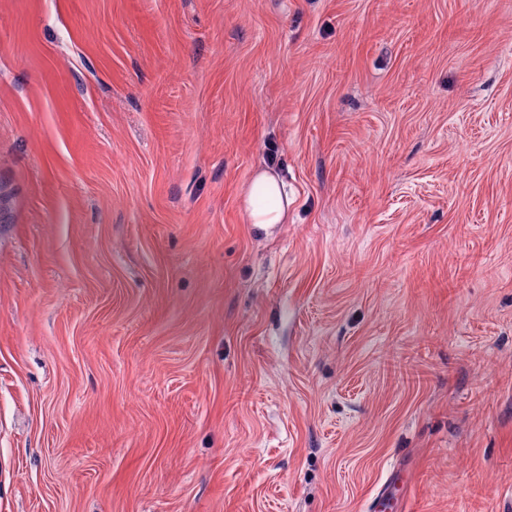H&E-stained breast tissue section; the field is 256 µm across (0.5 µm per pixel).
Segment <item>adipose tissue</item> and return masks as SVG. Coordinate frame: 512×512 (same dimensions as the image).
<instances>
[{
    "instance_id": "adipose-tissue-1",
    "label": "adipose tissue",
    "mask_w": 512,
    "mask_h": 512,
    "mask_svg": "<svg viewBox=\"0 0 512 512\" xmlns=\"http://www.w3.org/2000/svg\"><path fill=\"white\" fill-rule=\"evenodd\" d=\"M243 210L248 223L272 227L286 223L288 196L277 171L260 168L243 191Z\"/></svg>"
}]
</instances>
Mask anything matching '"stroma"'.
<instances>
[{
	"label": "stroma",
	"mask_w": 512,
	"mask_h": 512,
	"mask_svg": "<svg viewBox=\"0 0 512 512\" xmlns=\"http://www.w3.org/2000/svg\"><path fill=\"white\" fill-rule=\"evenodd\" d=\"M0 193V512H512V0H0ZM242 204L249 224L274 227L287 222L288 195L271 167L259 168L243 191Z\"/></svg>",
	"instance_id": "35a3bbf8"
}]
</instances>
